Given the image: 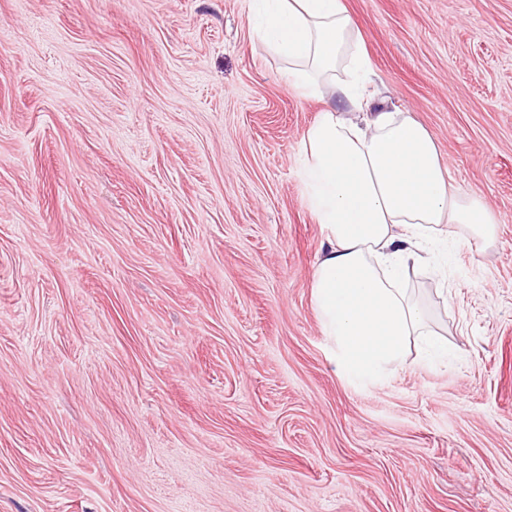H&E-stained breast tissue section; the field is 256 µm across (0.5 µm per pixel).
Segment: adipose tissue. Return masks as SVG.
<instances>
[{"mask_svg":"<svg viewBox=\"0 0 512 512\" xmlns=\"http://www.w3.org/2000/svg\"><path fill=\"white\" fill-rule=\"evenodd\" d=\"M259 38L287 59L286 80L330 105L307 129L300 169L324 233L312 298L345 373L365 382L404 361L411 337L430 338L424 310L396 282L423 265L449 227L481 250L496 235L478 195L453 193L430 132L381 92L342 0H263Z\"/></svg>","mask_w":512,"mask_h":512,"instance_id":"1","label":"adipose tissue"}]
</instances>
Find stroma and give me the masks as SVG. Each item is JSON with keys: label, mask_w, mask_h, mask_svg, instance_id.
<instances>
[{"label": "stroma", "mask_w": 512, "mask_h": 512, "mask_svg": "<svg viewBox=\"0 0 512 512\" xmlns=\"http://www.w3.org/2000/svg\"><path fill=\"white\" fill-rule=\"evenodd\" d=\"M494 241L359 383L312 300L324 109L252 0H0V512H512V0H343Z\"/></svg>", "instance_id": "1"}]
</instances>
